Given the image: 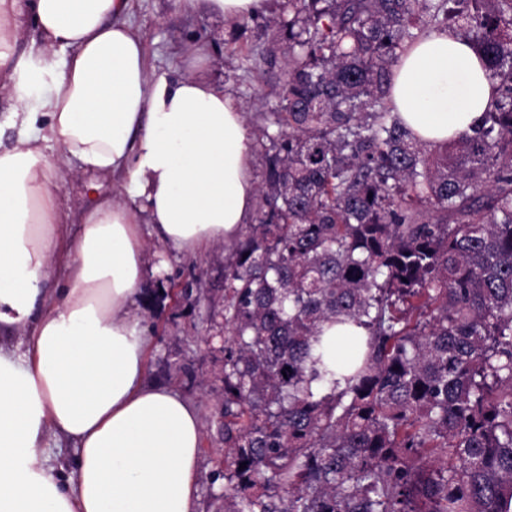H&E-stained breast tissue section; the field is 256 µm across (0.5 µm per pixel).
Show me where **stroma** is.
I'll return each mask as SVG.
<instances>
[{"mask_svg":"<svg viewBox=\"0 0 512 512\" xmlns=\"http://www.w3.org/2000/svg\"><path fill=\"white\" fill-rule=\"evenodd\" d=\"M280 0H268L267 12L258 17L227 21L205 13L180 12L175 0H133V20L146 40L152 65H172L185 71L198 48H206L209 60L201 72L217 88L241 105L253 144H261L266 127V104L273 98L274 81L246 72L243 59L266 45L265 25L277 16ZM112 180L92 175L62 182L58 205L63 217L76 221L80 212L99 195L115 192ZM143 295L156 288L158 274L177 285L197 281L199 295L180 300L143 303L141 313L153 342L146 353L151 382L178 391L199 409L206 426L200 456L197 496L200 512H207L210 495L224 488L229 468L223 443L210 421L224 399V353L220 340H209L210 324L205 299L224 292V247L213 244L194 255H182L148 236Z\"/></svg>","mask_w":512,"mask_h":512,"instance_id":"35a3bbf8","label":"stroma"}]
</instances>
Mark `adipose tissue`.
Instances as JSON below:
<instances>
[{"label": "adipose tissue", "mask_w": 512, "mask_h": 512, "mask_svg": "<svg viewBox=\"0 0 512 512\" xmlns=\"http://www.w3.org/2000/svg\"><path fill=\"white\" fill-rule=\"evenodd\" d=\"M233 19L267 0H176ZM132 0H0V96L20 114L0 151V512H197V408L146 381L137 314L150 224L193 253L239 235L257 187L240 105L194 70L149 67ZM37 37L18 50L19 34ZM404 124L435 147L493 107L465 39L422 37L395 66ZM60 149L49 156L47 144ZM120 177L76 225L65 176ZM77 452L63 481L48 464Z\"/></svg>", "instance_id": "ef3b65f1"}]
</instances>
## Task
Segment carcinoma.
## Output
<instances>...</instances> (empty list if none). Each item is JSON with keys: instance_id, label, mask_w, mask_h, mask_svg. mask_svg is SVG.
Segmentation results:
<instances>
[{"instance_id": "carcinoma-1", "label": "carcinoma", "mask_w": 512, "mask_h": 512, "mask_svg": "<svg viewBox=\"0 0 512 512\" xmlns=\"http://www.w3.org/2000/svg\"><path fill=\"white\" fill-rule=\"evenodd\" d=\"M494 108L434 148L390 104L424 34ZM255 223L224 255L215 512H512V0H282ZM354 326L335 353L325 326ZM246 468H240L241 463Z\"/></svg>"}]
</instances>
